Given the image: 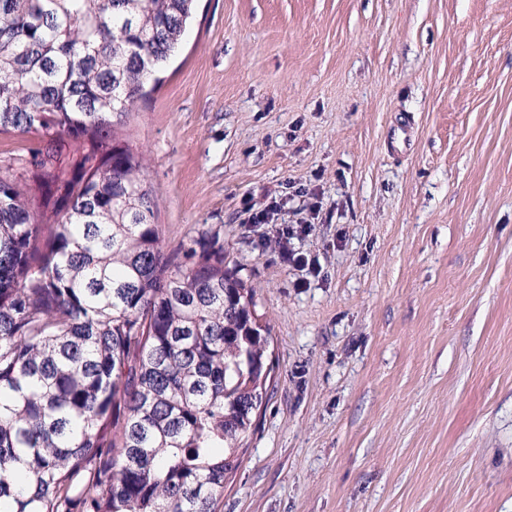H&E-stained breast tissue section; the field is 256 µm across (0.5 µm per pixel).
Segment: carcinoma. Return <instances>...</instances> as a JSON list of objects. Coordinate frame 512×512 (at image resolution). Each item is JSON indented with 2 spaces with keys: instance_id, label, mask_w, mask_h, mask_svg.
Returning <instances> with one entry per match:
<instances>
[{
  "instance_id": "carcinoma-1",
  "label": "carcinoma",
  "mask_w": 512,
  "mask_h": 512,
  "mask_svg": "<svg viewBox=\"0 0 512 512\" xmlns=\"http://www.w3.org/2000/svg\"><path fill=\"white\" fill-rule=\"evenodd\" d=\"M193 2L0 0V512H219L268 396L255 288L205 224L166 251L121 137ZM30 144L31 142L23 137L0 134V166L2 169L11 165L10 172H21L20 159L24 158L25 148Z\"/></svg>"
}]
</instances>
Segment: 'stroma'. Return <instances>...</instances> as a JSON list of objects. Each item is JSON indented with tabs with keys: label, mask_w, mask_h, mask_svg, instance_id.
Masks as SVG:
<instances>
[{
	"label": "stroma",
	"mask_w": 512,
	"mask_h": 512,
	"mask_svg": "<svg viewBox=\"0 0 512 512\" xmlns=\"http://www.w3.org/2000/svg\"><path fill=\"white\" fill-rule=\"evenodd\" d=\"M144 91L167 251L271 327L222 512H512V0H196Z\"/></svg>",
	"instance_id": "1"
}]
</instances>
